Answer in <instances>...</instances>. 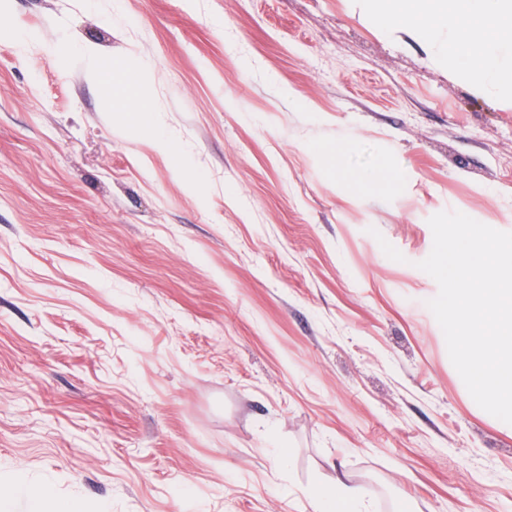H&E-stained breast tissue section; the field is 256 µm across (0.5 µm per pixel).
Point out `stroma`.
<instances>
[{
	"instance_id": "1",
	"label": "stroma",
	"mask_w": 512,
	"mask_h": 512,
	"mask_svg": "<svg viewBox=\"0 0 512 512\" xmlns=\"http://www.w3.org/2000/svg\"><path fill=\"white\" fill-rule=\"evenodd\" d=\"M452 210L512 232V99L360 0H0V490L512 512L417 267ZM305 495L316 512H370L372 507L358 487L348 485L339 475L334 488L312 485L305 489Z\"/></svg>"
}]
</instances>
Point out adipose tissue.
I'll return each instance as SVG.
<instances>
[{"label":"adipose tissue","mask_w":512,"mask_h":512,"mask_svg":"<svg viewBox=\"0 0 512 512\" xmlns=\"http://www.w3.org/2000/svg\"><path fill=\"white\" fill-rule=\"evenodd\" d=\"M373 21L382 29L406 31L428 42L451 27L455 36L446 48L450 65L467 82L496 83L512 97V70H502L499 51L512 47V0H366ZM315 512H371V503L355 486L337 481L328 489L305 490Z\"/></svg>","instance_id":"obj_1"}]
</instances>
